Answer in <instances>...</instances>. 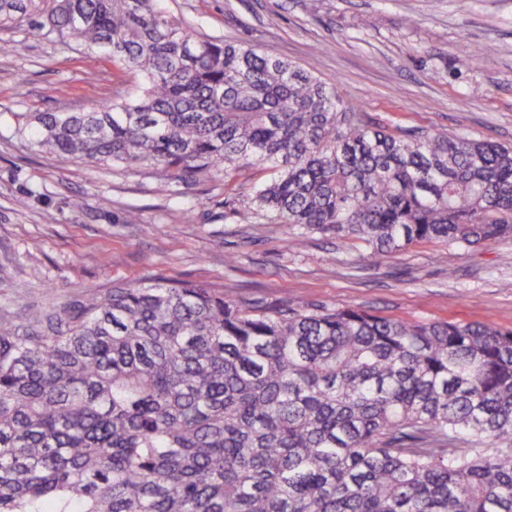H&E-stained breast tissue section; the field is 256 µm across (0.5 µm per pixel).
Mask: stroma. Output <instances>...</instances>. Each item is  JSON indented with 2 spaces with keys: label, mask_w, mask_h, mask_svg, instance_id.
<instances>
[{
  "label": "stroma",
  "mask_w": 512,
  "mask_h": 512,
  "mask_svg": "<svg viewBox=\"0 0 512 512\" xmlns=\"http://www.w3.org/2000/svg\"><path fill=\"white\" fill-rule=\"evenodd\" d=\"M199 31L309 69L394 131L512 144V0H161ZM415 25H408V18ZM141 78L55 39L0 32V318L22 323L117 283L223 289L267 307L355 306L407 320L512 328V237L410 246L370 266L362 243L243 218L248 186L183 185L154 169L92 166L14 133L17 113L135 95ZM30 195L27 207L16 204ZM193 217H186L187 206ZM140 221L125 223L129 208Z\"/></svg>",
  "instance_id": "35a3bbf8"
}]
</instances>
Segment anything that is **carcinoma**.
<instances>
[{
  "mask_svg": "<svg viewBox=\"0 0 512 512\" xmlns=\"http://www.w3.org/2000/svg\"><path fill=\"white\" fill-rule=\"evenodd\" d=\"M101 51L133 97L15 127L182 184L256 178L250 218L411 244L512 236V145L393 133L291 61L159 0H0V29ZM0 512H512V328L122 284L0 321Z\"/></svg>",
  "mask_w": 512,
  "mask_h": 512,
  "instance_id": "cac0c4a2",
  "label": "carcinoma"
}]
</instances>
